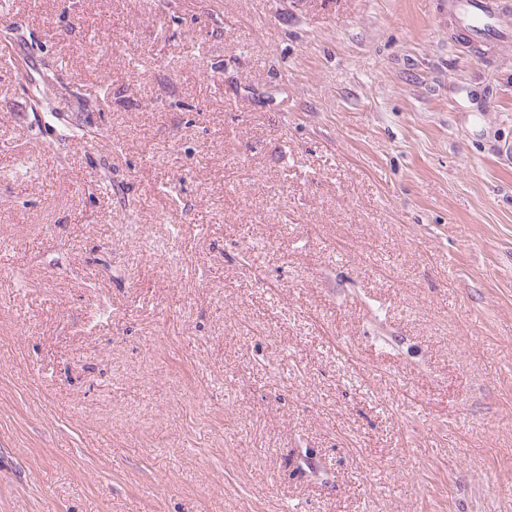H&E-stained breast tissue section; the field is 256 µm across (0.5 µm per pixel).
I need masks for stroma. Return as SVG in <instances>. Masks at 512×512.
I'll use <instances>...</instances> for the list:
<instances>
[{"instance_id":"obj_1","label":"stroma","mask_w":512,"mask_h":512,"mask_svg":"<svg viewBox=\"0 0 512 512\" xmlns=\"http://www.w3.org/2000/svg\"><path fill=\"white\" fill-rule=\"evenodd\" d=\"M494 3L0 0V512H512ZM455 6L472 38L493 39L500 35L496 11L491 3L482 0H458Z\"/></svg>"}]
</instances>
